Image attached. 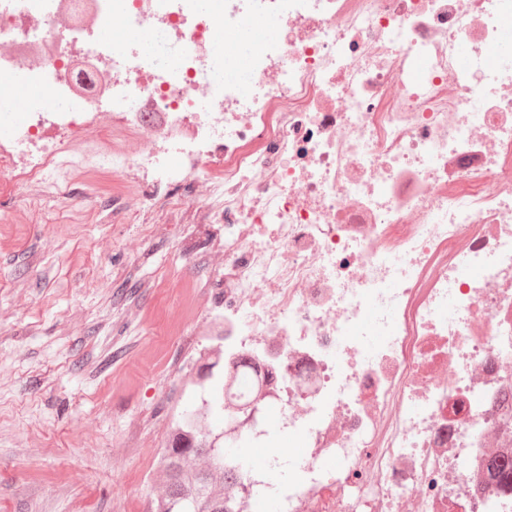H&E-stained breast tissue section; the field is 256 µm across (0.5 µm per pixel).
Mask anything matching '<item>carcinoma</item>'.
I'll use <instances>...</instances> for the list:
<instances>
[{"label":"carcinoma","instance_id":"cac0c4a2","mask_svg":"<svg viewBox=\"0 0 512 512\" xmlns=\"http://www.w3.org/2000/svg\"><path fill=\"white\" fill-rule=\"evenodd\" d=\"M214 349L208 377L197 381L206 396L201 405L182 413L176 433L161 456L163 491L154 512H228L225 505L230 485L244 469L226 454L224 430L206 425L209 417L224 416V386L231 376L220 366L224 338Z\"/></svg>","mask_w":512,"mask_h":512}]
</instances>
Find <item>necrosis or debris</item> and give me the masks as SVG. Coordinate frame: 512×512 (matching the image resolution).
I'll return each instance as SVG.
<instances>
[{"label":"necrosis or debris","mask_w":512,"mask_h":512,"mask_svg":"<svg viewBox=\"0 0 512 512\" xmlns=\"http://www.w3.org/2000/svg\"><path fill=\"white\" fill-rule=\"evenodd\" d=\"M0 71L23 77L0 180L60 192L79 160L53 131L108 117L96 163L153 172L142 206L204 181L224 404L254 415L224 439L305 448L247 470L231 512H512L486 471L512 457V0H0Z\"/></svg>","instance_id":"necrosis-or-debris-1"}]
</instances>
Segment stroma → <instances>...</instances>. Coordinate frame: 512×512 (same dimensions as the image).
<instances>
[{
  "instance_id": "35a3bbf8",
  "label": "stroma",
  "mask_w": 512,
  "mask_h": 512,
  "mask_svg": "<svg viewBox=\"0 0 512 512\" xmlns=\"http://www.w3.org/2000/svg\"><path fill=\"white\" fill-rule=\"evenodd\" d=\"M142 173L0 183V512H149L214 337L224 227L124 211Z\"/></svg>"
}]
</instances>
